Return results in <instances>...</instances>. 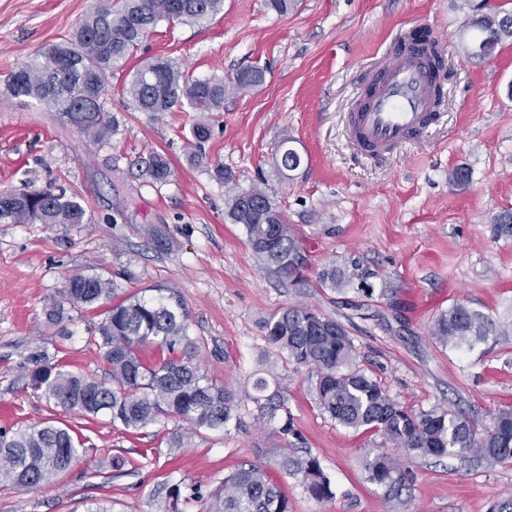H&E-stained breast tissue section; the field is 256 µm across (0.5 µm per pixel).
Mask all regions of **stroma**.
Returning <instances> with one entry per match:
<instances>
[{
    "mask_svg": "<svg viewBox=\"0 0 512 512\" xmlns=\"http://www.w3.org/2000/svg\"><path fill=\"white\" fill-rule=\"evenodd\" d=\"M96 0H0V83L49 44L68 38ZM460 0H295L287 15L265 0H224L217 15L195 24L160 23L104 93L120 130L93 145L56 113L0 96V190L54 186L80 193L89 224H0V431L66 424L84 442L69 470L46 487L20 491L0 483V512H162L173 488L191 496L187 512H208L209 494L243 463L275 468L283 449L316 456L336 485L335 498H311L294 478L282 483L292 512H488L512 495V463L461 466L448 458L410 463L408 496L387 500L366 482L363 461L383 437L344 427L319 410L306 370L265 349L261 322L303 305L341 322L357 363L409 407L465 413L477 426L512 404V338L449 349L432 338L435 316L459 301L495 318H512V237L493 219L512 210V38L493 59L468 56L470 11ZM429 28L442 41L452 72L441 121L381 161L361 159L347 137V114L399 33ZM158 56L194 77H227L257 67L264 83L231 92L219 110L178 108L150 115L133 108L125 88L137 66ZM212 127L202 163L188 160L190 130ZM302 157L280 177L279 144ZM169 161L165 183H148L150 154ZM234 179L216 180V166ZM466 169L464 185L449 177ZM284 212L310 255L309 286L261 268L242 225L231 223L233 191L257 178ZM359 262L372 298L355 286L315 285L326 266ZM98 272L125 297L155 285L175 288L188 312L196 358L241 400L239 426L169 440L170 421L130 432L49 405L26 387L25 357L43 351L66 369L109 380L94 338L98 310L67 307L47 315L67 278ZM274 369L298 432L283 438L257 418L246 395ZM126 460L111 465L113 456Z\"/></svg>",
    "mask_w": 512,
    "mask_h": 512,
    "instance_id": "stroma-1",
    "label": "stroma"
}]
</instances>
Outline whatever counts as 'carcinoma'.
Returning a JSON list of instances; mask_svg holds the SVG:
<instances>
[{
	"label": "carcinoma",
	"mask_w": 512,
	"mask_h": 512,
	"mask_svg": "<svg viewBox=\"0 0 512 512\" xmlns=\"http://www.w3.org/2000/svg\"><path fill=\"white\" fill-rule=\"evenodd\" d=\"M224 0H123L114 9L111 0H99L69 39L45 51L8 74L1 95L20 103H39L59 114L67 125L78 120L77 131L98 145L109 143L120 122L102 101L105 79L118 62L128 59L162 22L195 23L218 14ZM471 27L477 35L469 48L491 42L497 46L512 38V17L485 13L473 5ZM260 68L242 69L226 81L221 77L195 78L172 61L156 57L138 67L126 87L133 106L140 112H170L184 104L197 112H212L231 91L245 93L263 84ZM195 159L211 138L203 121L191 130ZM274 166L280 174L295 170L301 158L291 148L277 149ZM145 175L165 183L171 167L165 157L153 154ZM232 223L244 227L248 243L262 267L288 278L293 285L306 283L310 259L306 249L278 204L259 183L236 192L228 202ZM92 215L83 199L61 189L3 191L0 223L90 224ZM371 273L359 263L332 265L318 273L323 288H340L353 280L363 281ZM152 296L132 295L116 303L112 280L100 273L75 274L63 290L64 303L50 313L63 318L64 304L111 306L101 313L95 333L96 346L111 365V380L99 382L88 375L67 371L45 352L27 359L28 388L46 402L64 410L98 418L137 432L158 422L177 418L187 432L171 437L172 448L204 431H223L237 419L235 393L208 377L196 362L197 347L189 334L188 315L173 288L154 286ZM264 342L298 368L315 378L316 403L322 413L352 429L376 430L401 455L377 452L365 459V479L383 489L388 499H399L409 491L405 462L426 458H459L495 465L512 461V406L498 409L490 426L479 430L468 417L441 407L413 409L397 399L356 363L357 350L348 330L335 319L311 308L288 306L262 325ZM431 336L448 348L472 349L489 337L512 336V321L495 320L463 303L440 312ZM154 346L164 355L153 363L143 361V348ZM268 378L259 376L248 398L259 419L278 421L276 431L298 436L285 399L269 390ZM82 441L71 429L47 421L40 426L0 433V482L19 490H37L49 484L65 463L78 456ZM279 469L301 481L318 501L336 496L332 478L310 453L286 448ZM209 512H290L288 498L265 469L244 463L210 493Z\"/></svg>",
	"instance_id": "carcinoma-1"
}]
</instances>
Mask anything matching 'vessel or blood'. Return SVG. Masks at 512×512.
Here are the masks:
<instances>
[{
  "label": "vessel or blood",
  "instance_id": "obj_1",
  "mask_svg": "<svg viewBox=\"0 0 512 512\" xmlns=\"http://www.w3.org/2000/svg\"><path fill=\"white\" fill-rule=\"evenodd\" d=\"M370 84L365 105L350 115L351 134L362 155L383 159L434 123L437 77L422 52L407 48L389 55Z\"/></svg>",
  "mask_w": 512,
  "mask_h": 512
}]
</instances>
